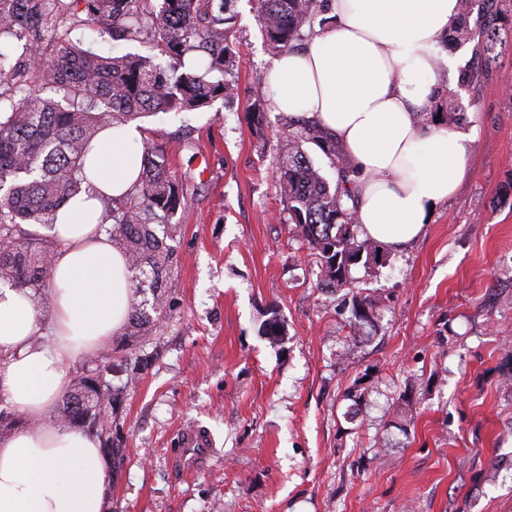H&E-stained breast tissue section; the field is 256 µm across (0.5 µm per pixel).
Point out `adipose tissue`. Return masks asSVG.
<instances>
[{"instance_id": "ef3b65f1", "label": "adipose tissue", "mask_w": 512, "mask_h": 512, "mask_svg": "<svg viewBox=\"0 0 512 512\" xmlns=\"http://www.w3.org/2000/svg\"><path fill=\"white\" fill-rule=\"evenodd\" d=\"M460 0H329L335 24L299 50L277 54L261 80L275 112L335 135L360 173L356 222L364 237L400 249L424 231L432 206L454 195L474 134L425 125L453 67L439 42ZM145 127L103 129L83 166L86 191L67 199L49 231V310L0 284V400L30 421L0 438V512H108L110 458L98 438L44 421L67 391L73 366L95 357L125 328L133 272L112 243L103 197L134 192Z\"/></svg>"}]
</instances>
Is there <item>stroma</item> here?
Here are the masks:
<instances>
[{"label":"stroma","instance_id":"35a3bbf8","mask_svg":"<svg viewBox=\"0 0 512 512\" xmlns=\"http://www.w3.org/2000/svg\"><path fill=\"white\" fill-rule=\"evenodd\" d=\"M496 7L493 50L448 47L456 68L437 75L433 111L475 134L459 190L346 288L320 289L289 219L280 115H248L273 56L257 0L233 2L237 98L142 118L184 205L167 318L110 342L109 512H512V0ZM463 69L477 80L459 85ZM355 290L378 301L358 344ZM274 311L280 341L261 332ZM191 423L214 446L182 473Z\"/></svg>","mask_w":512,"mask_h":512}]
</instances>
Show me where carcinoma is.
<instances>
[{
  "mask_svg": "<svg viewBox=\"0 0 512 512\" xmlns=\"http://www.w3.org/2000/svg\"><path fill=\"white\" fill-rule=\"evenodd\" d=\"M487 24L470 25L473 0H460L448 38L457 44L493 41L494 0H485ZM229 0H0V282L39 296L50 288L56 242L24 228L54 223L56 209L81 191L78 172L89 144L105 126L123 125L158 112H187L237 93L227 79L239 46L232 40L236 15ZM262 34L276 52L304 42L324 16L320 0H259ZM89 34L114 41L149 39L162 65L150 56L105 57L85 47ZM197 57L194 67L184 60ZM276 166L290 220L320 258L321 283L349 284L351 266L377 262L380 245L355 233L356 171L336 139L306 121L282 123ZM313 144L336 173L330 185L304 145ZM136 193L107 203L112 242L128 258L137 286L130 303L131 335H152L167 310L166 270L174 247L168 224L183 196L163 150L143 148ZM358 328L371 323L378 302L352 296ZM263 333L286 336L276 314ZM112 407V353L76 376L58 400L55 423L87 428L112 449L104 411ZM17 417L0 407V438L14 432Z\"/></svg>",
  "mask_w": 512,
  "mask_h": 512,
  "instance_id": "carcinoma-1",
  "label": "carcinoma"
}]
</instances>
